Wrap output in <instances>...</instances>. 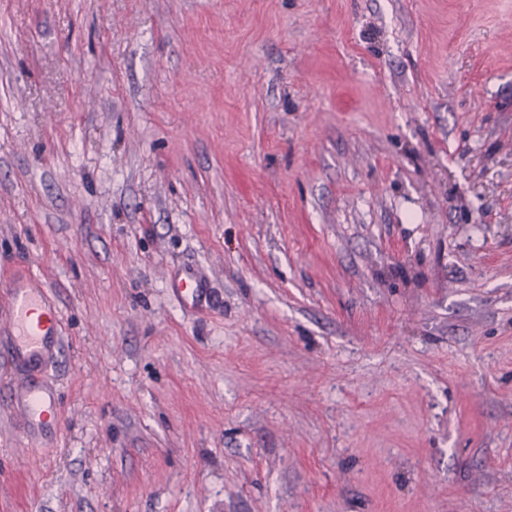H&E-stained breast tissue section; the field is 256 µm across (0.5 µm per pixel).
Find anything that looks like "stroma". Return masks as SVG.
Segmentation results:
<instances>
[{"instance_id":"stroma-1","label":"stroma","mask_w":512,"mask_h":512,"mask_svg":"<svg viewBox=\"0 0 512 512\" xmlns=\"http://www.w3.org/2000/svg\"><path fill=\"white\" fill-rule=\"evenodd\" d=\"M15 269L0 512H512V0H0ZM166 287L185 307L196 312L205 310L210 282L204 272L190 266L170 270ZM12 332L11 362L20 381L9 391L13 408L30 431L56 420L57 393L45 373L60 351L59 310L41 279L32 274H10L2 288Z\"/></svg>"}]
</instances>
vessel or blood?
I'll use <instances>...</instances> for the list:
<instances>
[{
  "label": "vessel or blood",
  "mask_w": 512,
  "mask_h": 512,
  "mask_svg": "<svg viewBox=\"0 0 512 512\" xmlns=\"http://www.w3.org/2000/svg\"><path fill=\"white\" fill-rule=\"evenodd\" d=\"M166 286L185 307L205 310L210 282L204 272L190 266L170 270ZM0 295L7 304L12 332L11 361L20 373L9 400L33 431L56 419L57 393L45 373L60 351L59 310L41 279L31 273L9 275L0 285Z\"/></svg>",
  "instance_id": "b4317fda"
}]
</instances>
